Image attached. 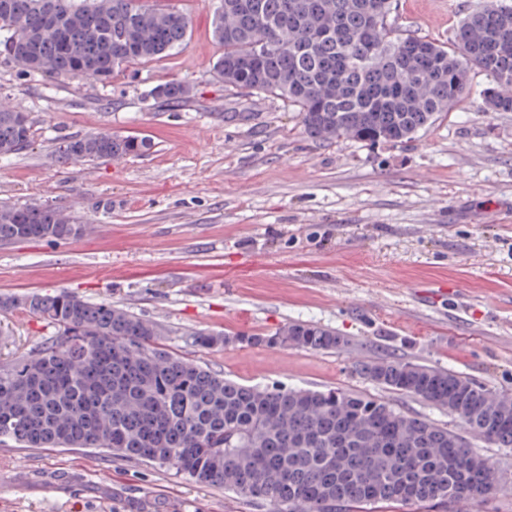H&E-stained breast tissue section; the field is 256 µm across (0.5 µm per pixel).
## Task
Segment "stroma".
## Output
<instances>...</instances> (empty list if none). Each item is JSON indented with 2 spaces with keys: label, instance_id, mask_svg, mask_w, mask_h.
Masks as SVG:
<instances>
[{
  "label": "stroma",
  "instance_id": "obj_1",
  "mask_svg": "<svg viewBox=\"0 0 512 512\" xmlns=\"http://www.w3.org/2000/svg\"><path fill=\"white\" fill-rule=\"evenodd\" d=\"M412 34L451 42L478 0H396ZM188 40L110 83L50 81L0 57V105L27 112L33 144L0 158V203L41 204L92 231L0 244V295L66 290L156 323L159 343L245 385L339 387L452 426L447 411L358 376L410 359L512 389V112L489 108L490 77L408 142L307 138L282 100L225 86L211 23L221 0H177ZM183 81L179 104L151 97ZM140 133L145 154L61 164L60 139ZM447 292L436 295L438 285ZM349 340L333 352L244 343L291 321ZM197 330L233 343L193 346ZM53 330L0 312V365ZM506 481L478 512H512V448L469 439ZM0 512H270L218 487L97 448L0 443Z\"/></svg>",
  "mask_w": 512,
  "mask_h": 512
}]
</instances>
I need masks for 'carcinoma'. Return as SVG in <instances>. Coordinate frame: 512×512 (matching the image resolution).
<instances>
[{
    "label": "carcinoma",
    "instance_id": "1",
    "mask_svg": "<svg viewBox=\"0 0 512 512\" xmlns=\"http://www.w3.org/2000/svg\"><path fill=\"white\" fill-rule=\"evenodd\" d=\"M0 55L48 78L107 84L123 66L185 44L189 19L173 0H11ZM393 0H222L212 33L224 46V85L277 96L322 142L401 143L490 76L488 105L512 111V0H482L454 40L401 33ZM168 81L150 95L184 101ZM32 121L0 106V156L32 145ZM152 149L135 135L64 138L58 160L108 163ZM77 217L43 205H0V242L62 238ZM54 328L38 348L0 367V442L24 448H100L159 464L199 484L265 503L271 512H379L475 508L502 474L463 436L387 401L339 388L244 385L156 342L159 327L127 309L75 294L0 296ZM231 342L335 351L348 339L308 322L271 334L192 333ZM362 378L448 412L464 431L512 448V392L458 372L402 360L365 361Z\"/></svg>",
    "mask_w": 512,
    "mask_h": 512
}]
</instances>
